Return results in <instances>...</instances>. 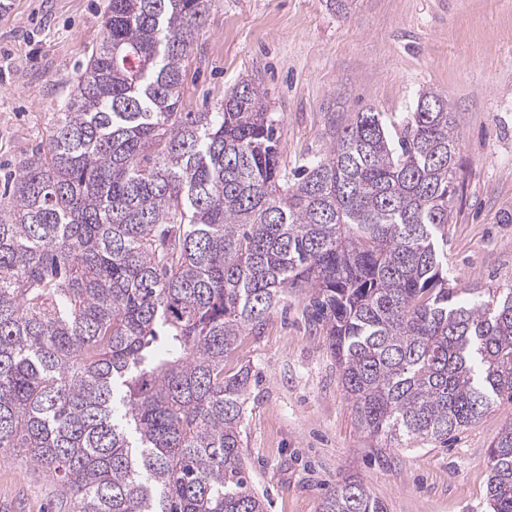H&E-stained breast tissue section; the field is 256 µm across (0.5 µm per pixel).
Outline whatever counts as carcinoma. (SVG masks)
I'll return each instance as SVG.
<instances>
[{
	"label": "carcinoma",
	"instance_id": "obj_1",
	"mask_svg": "<svg viewBox=\"0 0 512 512\" xmlns=\"http://www.w3.org/2000/svg\"><path fill=\"white\" fill-rule=\"evenodd\" d=\"M212 2L109 0L46 147L0 193V454L59 480L64 512H266L251 368H224L290 291L370 435L446 444L512 401V288L448 276V100L359 112L290 177L253 81L180 111ZM488 469L491 512H512V422ZM322 512L384 507L347 476Z\"/></svg>",
	"mask_w": 512,
	"mask_h": 512
}]
</instances>
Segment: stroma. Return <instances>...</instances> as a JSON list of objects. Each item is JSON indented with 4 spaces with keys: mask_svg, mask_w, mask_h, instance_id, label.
Segmentation results:
<instances>
[{
    "mask_svg": "<svg viewBox=\"0 0 512 512\" xmlns=\"http://www.w3.org/2000/svg\"><path fill=\"white\" fill-rule=\"evenodd\" d=\"M107 3L7 0L0 11V177L46 146ZM183 66L185 112L213 110L241 80L259 83L291 170L323 157L356 113L412 111L426 89L444 96L460 163L448 275L512 286V0H216ZM243 364L253 373L245 461L268 512H321L351 474L386 512H488V455L512 402L447 445H387L359 428L325 338L292 293L225 368ZM60 491L24 454L0 456V512H58Z\"/></svg>",
    "mask_w": 512,
    "mask_h": 512,
    "instance_id": "obj_1",
    "label": "stroma"
}]
</instances>
